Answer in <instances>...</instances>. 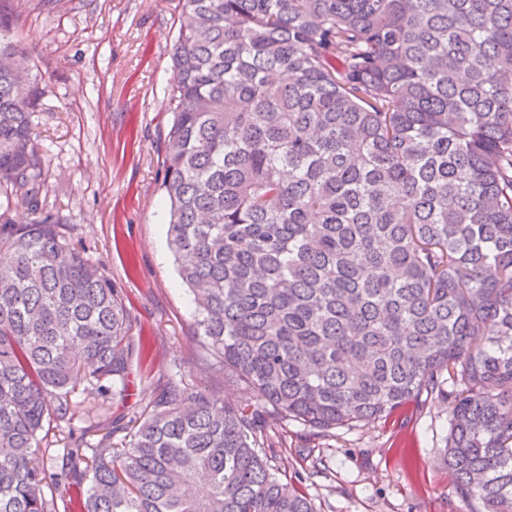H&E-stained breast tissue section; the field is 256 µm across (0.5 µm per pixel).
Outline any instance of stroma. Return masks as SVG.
<instances>
[{"mask_svg":"<svg viewBox=\"0 0 512 512\" xmlns=\"http://www.w3.org/2000/svg\"><path fill=\"white\" fill-rule=\"evenodd\" d=\"M0 9L45 90L32 123L43 210L64 219L121 289L146 344L109 418L129 415L174 369L252 404L248 391L201 372L190 296L166 237L162 161L179 0H0ZM452 410L432 399L322 438L277 423L276 451L288 460L281 478L305 489L318 512H468L442 462Z\"/></svg>","mask_w":512,"mask_h":512,"instance_id":"obj_1","label":"stroma"}]
</instances>
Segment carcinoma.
<instances>
[{"label":"carcinoma","instance_id":"obj_1","mask_svg":"<svg viewBox=\"0 0 512 512\" xmlns=\"http://www.w3.org/2000/svg\"><path fill=\"white\" fill-rule=\"evenodd\" d=\"M22 54L0 11V512H316L272 425L424 396L469 512H512V0H182L167 234L200 365L255 403L166 374L117 442L73 421L126 396L135 317L39 216Z\"/></svg>","mask_w":512,"mask_h":512}]
</instances>
